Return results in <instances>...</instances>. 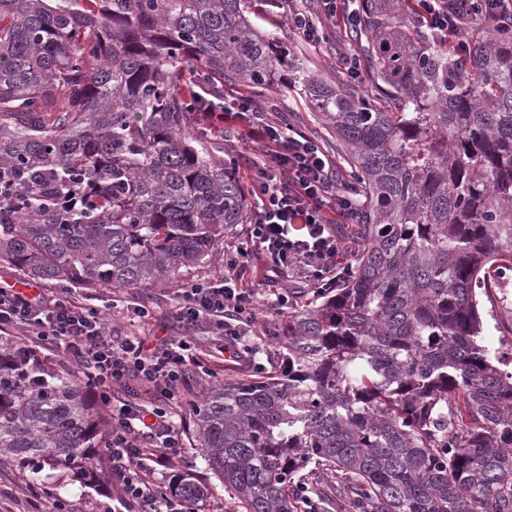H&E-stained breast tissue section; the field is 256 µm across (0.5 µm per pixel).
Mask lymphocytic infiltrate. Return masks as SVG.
<instances>
[{
  "label": "lymphocytic infiltrate",
  "mask_w": 512,
  "mask_h": 512,
  "mask_svg": "<svg viewBox=\"0 0 512 512\" xmlns=\"http://www.w3.org/2000/svg\"><path fill=\"white\" fill-rule=\"evenodd\" d=\"M352 2L318 0L313 15L299 0H277V7L292 30L307 42L317 43L325 40L330 22L357 27L359 13L352 9ZM415 10L453 50L469 53L459 17L449 12L447 0H416ZM221 120L243 128L249 143L262 154L261 160L250 163L254 210L223 282L185 289L178 311L187 321L209 323L224 340L218 353L230 354L233 362L242 364L250 348L242 344L237 325L254 318L256 295L255 289L240 286L242 268L259 251L268 259L267 281L303 265L309 268L315 288L335 286L352 271L351 264L342 259L344 246L336 226L355 219L356 204L344 189L335 163L315 141L301 134H285L280 123L260 117L249 99L225 101ZM13 331L18 334L17 350L1 356L0 363L27 372L41 369L49 354L71 358L107 405L112 419V512H191L186 499L153 490L143 476L145 462L169 465L173 448L180 444L170 411L112 402L113 387L131 379L141 381L147 394L177 397L186 372L195 363L187 343L174 338L151 348L138 338H115L97 312L75 297L58 296L49 288L26 293L12 284H0V334ZM147 434L156 437L154 447L142 446Z\"/></svg>",
  "instance_id": "f902f5d3"
}]
</instances>
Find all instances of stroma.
<instances>
[{
	"mask_svg": "<svg viewBox=\"0 0 512 512\" xmlns=\"http://www.w3.org/2000/svg\"><path fill=\"white\" fill-rule=\"evenodd\" d=\"M253 25L270 32L289 55L302 60L309 68L321 71L331 80L343 85H355L370 91L367 80L352 81L345 70L343 58L354 45L343 28H336L329 40L311 44L289 29L282 15L258 14ZM257 106H275L283 124L301 131L317 140L336 163L339 174H346L348 166L341 150L331 139L313 113L308 112L300 96L282 84H274L262 96L256 97ZM244 225H237L234 234L228 235L217 246L213 256L199 265L182 269L173 282L154 288H81L77 296L83 306L98 310L100 317L117 336H136L148 346H156L160 340L172 336L189 341L199 354L200 364L185 376L182 398L173 409L172 420L180 432L181 446L176 449L168 468L156 469L149 480L157 490L168 491L172 477L190 473L210 484L209 495L193 502L194 512H234L235 503L218 479L206 469V463L193 437L194 404L200 403L205 389L244 376L245 368L210 356V338L201 324L182 321L177 311L179 288L199 282H218L224 276V264L235 255L238 233ZM290 295L291 304L301 305L312 299L313 291L307 281L296 272H289L274 285L263 288L260 297L258 320L246 337L256 345L255 360L263 367L264 374L280 370L283 364V348L276 343L280 314L273 310L279 293ZM480 313L484 321L482 342L491 349L504 352L512 358V291L506 300L484 292L480 295ZM140 304L149 310L148 316L138 317L132 305ZM49 489V496L31 501L26 485ZM0 504L10 512H106L112 504L111 486H88L68 467H47L32 473L19 469L9 457L0 454Z\"/></svg>",
	"mask_w": 512,
	"mask_h": 512,
	"instance_id": "stroma-1",
	"label": "stroma"
}]
</instances>
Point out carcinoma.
<instances>
[{
  "mask_svg": "<svg viewBox=\"0 0 512 512\" xmlns=\"http://www.w3.org/2000/svg\"><path fill=\"white\" fill-rule=\"evenodd\" d=\"M411 0H361L372 94L329 83L250 21L255 0H0V262L66 287L147 288L248 219L234 163L191 127L189 76L300 88L362 204L353 274L288 311L279 374L195 407L241 512H512V373L480 343L478 290L512 262V30L461 15L470 54ZM53 112L51 126L42 113ZM107 409L65 369L0 370V453L94 483ZM171 492L209 485L178 474Z\"/></svg>",
  "mask_w": 512,
  "mask_h": 512,
  "instance_id": "cac0c4a2",
  "label": "carcinoma"
}]
</instances>
